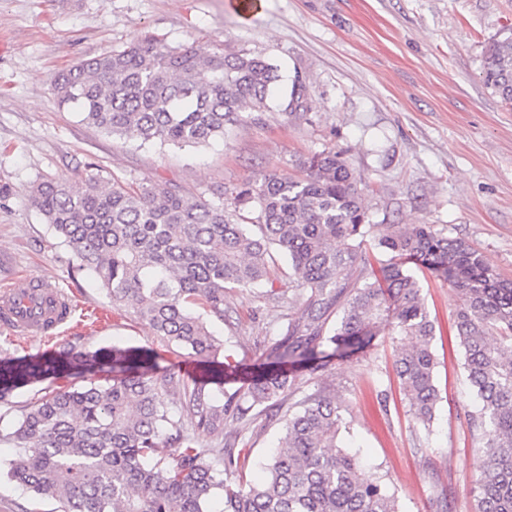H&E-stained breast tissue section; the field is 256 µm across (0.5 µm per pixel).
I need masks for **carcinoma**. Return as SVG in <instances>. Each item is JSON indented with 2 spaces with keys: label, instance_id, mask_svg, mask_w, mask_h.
<instances>
[{
  "label": "carcinoma",
  "instance_id": "cac0c4a2",
  "mask_svg": "<svg viewBox=\"0 0 512 512\" xmlns=\"http://www.w3.org/2000/svg\"><path fill=\"white\" fill-rule=\"evenodd\" d=\"M483 81L512 104V37L485 51ZM279 80L277 68L247 53L199 58L188 47L144 33L57 73L61 105L104 133L141 143L201 147L224 135L248 111L263 119ZM305 83L295 77L283 111L304 109ZM305 177L277 170L218 201L175 190L135 187L93 172L78 180L35 184L33 205L70 247L78 269L92 273L117 308H130L154 335L210 366L220 347L205 317L224 316L225 296L268 283L272 249L288 260V318L264 349L243 391L223 381L160 382L151 357L135 347L69 350L50 357L0 361V401L49 382L6 437L19 451L7 477L33 498L59 502L58 512H400L386 476L364 469L338 440L345 424L336 390L326 386L281 416L296 372L314 374L365 353L379 336L402 346L396 374L409 412L431 432L440 401L435 324L410 266L450 283L454 325L467 379L481 408L469 416L480 460L473 512H512V281L483 256L433 224H387L375 237L386 256L362 276L374 225L358 178L343 155L324 150L296 163ZM253 213L251 224L245 214ZM334 328H328L330 321ZM112 373V382L54 387L65 373ZM280 421L278 446L254 484L231 485L224 473L245 466L235 444L207 448L228 421Z\"/></svg>",
  "mask_w": 512,
  "mask_h": 512
}]
</instances>
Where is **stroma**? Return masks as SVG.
Returning <instances> with one entry per match:
<instances>
[{
	"label": "stroma",
	"mask_w": 512,
	"mask_h": 512,
	"mask_svg": "<svg viewBox=\"0 0 512 512\" xmlns=\"http://www.w3.org/2000/svg\"><path fill=\"white\" fill-rule=\"evenodd\" d=\"M150 32L203 57L246 49L279 66L284 81L302 76L305 112L285 115L272 101L199 149L140 145L101 132L60 105L56 74ZM512 36V0H263L252 19L226 0H0V255L16 288L30 278L75 290L80 302L54 342L11 338L0 330V358L43 356L48 349L92 352L119 345L152 351L159 367L193 368L187 351L155 336L132 310L114 309L106 291L46 224L30 199L45 179H75L96 167L139 186L216 200L224 187L270 169L298 175L297 159L342 152L360 179L373 224H432L476 247L488 266L512 280V107L487 88L484 52ZM436 324L441 401L431 432L407 414L395 370L397 348L380 336L367 353L333 360L328 371L297 375L296 397L330 384L347 407L339 440L366 467L388 475L402 512H472L478 467L468 415L478 403L463 368L453 323L456 293L428 271L417 274ZM271 290L238 289L223 317L208 316L220 357L253 370L275 336L287 300ZM279 433L230 421L247 456L243 474L259 480ZM15 455L0 440V512H57L33 500L2 472Z\"/></svg>",
	"instance_id": "obj_1"
}]
</instances>
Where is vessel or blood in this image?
<instances>
[{
  "mask_svg": "<svg viewBox=\"0 0 512 512\" xmlns=\"http://www.w3.org/2000/svg\"><path fill=\"white\" fill-rule=\"evenodd\" d=\"M63 292L45 280L27 288L0 289V327L19 336L53 337L71 318Z\"/></svg>",
  "mask_w": 512,
  "mask_h": 512,
  "instance_id": "1",
  "label": "vessel or blood"
}]
</instances>
